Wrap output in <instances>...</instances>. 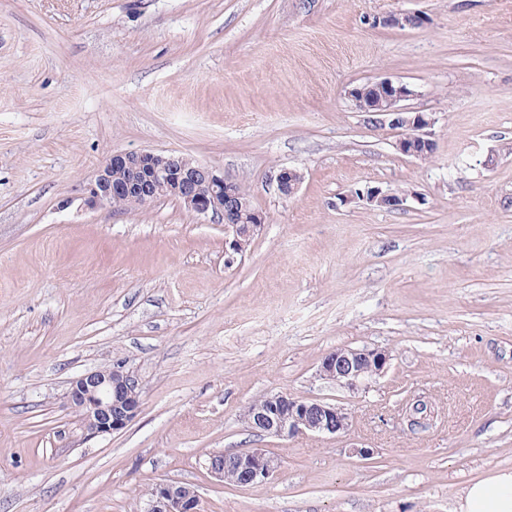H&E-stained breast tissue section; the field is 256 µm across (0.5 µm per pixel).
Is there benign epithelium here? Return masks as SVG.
Segmentation results:
<instances>
[{
	"label": "benign epithelium",
	"mask_w": 512,
	"mask_h": 512,
	"mask_svg": "<svg viewBox=\"0 0 512 512\" xmlns=\"http://www.w3.org/2000/svg\"><path fill=\"white\" fill-rule=\"evenodd\" d=\"M428 23L422 14H389L378 17L375 24L401 27ZM376 92L373 97L356 87L351 97L367 120L379 127L400 132L398 151L415 159L429 157L435 148L430 137L434 119L424 112H413L403 102L414 95L401 81L381 78L369 82ZM278 192L291 197L302 180L301 174L282 168L275 176ZM167 188L192 214L203 219L224 221V231L232 255L242 252L243 241L255 235L264 215L249 207L237 183L214 168L185 155L154 151L114 152L106 157L96 175L84 188V204L90 209L122 204L145 206L156 199V190ZM355 198L373 206L398 209L407 194L368 188L355 193ZM389 351L380 348H338L320 362L319 376L341 388L357 391L375 377L381 376L389 362ZM142 385L137 374L122 362L95 369L70 381L67 401L89 436H105L124 429L138 413ZM241 419L252 431L271 437L290 438L297 435L337 437L352 423V414L341 405L294 397L287 393H270L248 403ZM282 461L260 448L232 454L217 453L209 458L207 469L218 480L233 472L238 485L250 486L274 479ZM144 512H200V499L189 484L161 482L151 491Z\"/></svg>",
	"instance_id": "7a95c632"
}]
</instances>
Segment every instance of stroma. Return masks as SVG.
<instances>
[{"label": "stroma", "mask_w": 512, "mask_h": 512, "mask_svg": "<svg viewBox=\"0 0 512 512\" xmlns=\"http://www.w3.org/2000/svg\"><path fill=\"white\" fill-rule=\"evenodd\" d=\"M424 13L419 28L375 25ZM391 78L435 120L396 148L353 88ZM176 151L265 216L226 265L224 225L176 199L90 209L113 152ZM301 172L294 197L279 168ZM408 193L386 209L342 196ZM385 373L321 379L339 348ZM125 360L136 417L86 437L72 378ZM271 392L340 404L339 437L241 422ZM423 427H412L416 405ZM371 449L369 458L351 447ZM282 459L218 481L216 453ZM512 468V0H0V512H142L160 482L202 512H453ZM390 360L391 355L385 349L339 348L321 360L318 372L323 380L354 392L381 376ZM282 467V461L270 456L260 448H253L232 454L217 453L209 458L207 469L218 480L234 485L232 473L224 480V472L231 471L237 476L238 485L250 486L274 479Z\"/></svg>", "instance_id": "1"}]
</instances>
